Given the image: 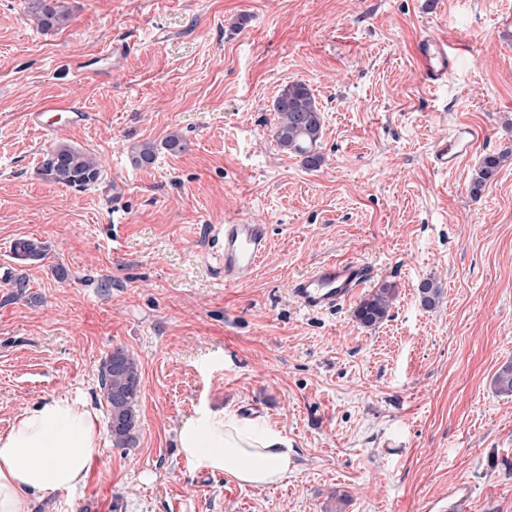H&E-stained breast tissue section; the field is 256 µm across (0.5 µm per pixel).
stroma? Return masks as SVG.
I'll use <instances>...</instances> for the list:
<instances>
[{
    "mask_svg": "<svg viewBox=\"0 0 512 512\" xmlns=\"http://www.w3.org/2000/svg\"><path fill=\"white\" fill-rule=\"evenodd\" d=\"M27 3L0 0V433L62 392L106 413L115 348L142 372L134 447L103 433L74 496L32 512H430L461 482L470 512H512V396L493 386L512 363V163L468 190L485 155L512 148V0H63L70 18L49 32ZM431 33L454 60L435 87L414 56ZM116 41L105 75L76 72ZM294 81L323 114L317 170L273 138ZM56 102L87 122L27 125ZM461 124L480 137L442 169L434 151ZM174 131L177 153L161 147ZM145 141L159 149L139 167ZM60 143L96 154V187L38 176ZM231 219L270 238L236 285L210 256L211 226ZM21 237L47 257L14 259ZM334 260L368 281L306 313L291 283ZM384 283L390 316L363 327L355 311ZM200 411L261 417L297 469L255 488L188 464L177 432ZM47 112H59V119H62L64 114L65 125H78L83 124L88 119V113L81 107L73 105L71 103H58L54 105H47L39 110L29 112L27 114V122L29 126L44 134H53L59 128L58 126L51 123L46 118Z\"/></svg>",
    "mask_w": 512,
    "mask_h": 512,
    "instance_id": "35a3bbf8",
    "label": "stroma"
}]
</instances>
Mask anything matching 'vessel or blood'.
Segmentation results:
<instances>
[{
  "label": "vessel or blood",
  "instance_id": "vessel-or-blood-1",
  "mask_svg": "<svg viewBox=\"0 0 512 512\" xmlns=\"http://www.w3.org/2000/svg\"><path fill=\"white\" fill-rule=\"evenodd\" d=\"M419 72L428 84L443 83L452 70L446 37L431 34L421 39L415 49ZM478 138L474 128L458 127L454 136L437 147L434 159L443 169L455 168L473 149ZM218 243L215 259L228 283L247 279L256 270L268 246L265 225L231 223L213 227ZM369 269L354 261H330L311 274L295 281L290 294L306 312L322 314L347 302L369 278Z\"/></svg>",
  "mask_w": 512,
  "mask_h": 512
}]
</instances>
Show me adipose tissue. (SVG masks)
<instances>
[{
    "instance_id": "adipose-tissue-1",
    "label": "adipose tissue",
    "mask_w": 512,
    "mask_h": 512,
    "mask_svg": "<svg viewBox=\"0 0 512 512\" xmlns=\"http://www.w3.org/2000/svg\"><path fill=\"white\" fill-rule=\"evenodd\" d=\"M178 441L190 463L243 486L279 484L297 467L282 431L254 416L197 414L183 421ZM100 454L99 417L87 404L61 393L25 409L0 433V512L72 494Z\"/></svg>"
}]
</instances>
